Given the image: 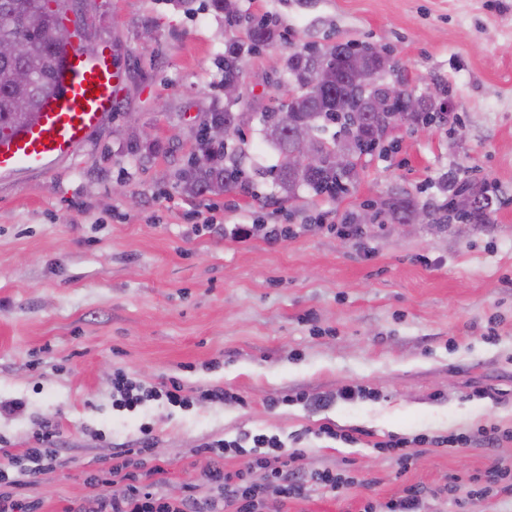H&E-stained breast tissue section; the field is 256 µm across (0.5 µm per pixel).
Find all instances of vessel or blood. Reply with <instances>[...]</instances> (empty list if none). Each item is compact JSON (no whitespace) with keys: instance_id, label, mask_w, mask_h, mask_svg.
<instances>
[{"instance_id":"obj_1","label":"vessel or blood","mask_w":512,"mask_h":512,"mask_svg":"<svg viewBox=\"0 0 512 512\" xmlns=\"http://www.w3.org/2000/svg\"><path fill=\"white\" fill-rule=\"evenodd\" d=\"M122 73L108 47L88 53L70 46L62 54L59 93L37 119L0 136V174L39 172L67 160L116 109Z\"/></svg>"}]
</instances>
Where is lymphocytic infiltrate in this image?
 Instances as JSON below:
<instances>
[{"mask_svg":"<svg viewBox=\"0 0 512 512\" xmlns=\"http://www.w3.org/2000/svg\"><path fill=\"white\" fill-rule=\"evenodd\" d=\"M113 387L119 396V406L131 409L147 396L166 399L175 407L186 406L189 402L182 386L175 381L146 393L125 375L119 374ZM141 434L138 447L113 453V464L106 472L87 476L86 483L94 488V496L86 503L67 506L65 512H259V496L267 485L276 488L283 498L304 499L312 491L333 495L357 482L354 476L329 471L302 477L298 463L305 454L304 449L286 447L279 436L259 433L251 435L252 446L248 449L238 438L202 444L199 452L210 460L202 479L213 488V496L201 501L190 493L172 500L157 491L165 467L163 460L152 455L155 445L152 431L145 427ZM56 436V425L42 421L33 433L32 448L0 464V512H38V501L25 502L15 498L14 493L26 488L28 476L61 467L62 460L55 447ZM510 439L512 432L484 426L471 434L451 437L425 433L410 439L393 436L379 442L377 448L396 459L400 469L405 471L415 456L448 445L489 447ZM231 452L247 453L244 468L225 471L224 457ZM254 470L262 471L264 486L249 482L248 475Z\"/></svg>","mask_w":512,"mask_h":512,"instance_id":"obj_1","label":"lymphocytic infiltrate"}]
</instances>
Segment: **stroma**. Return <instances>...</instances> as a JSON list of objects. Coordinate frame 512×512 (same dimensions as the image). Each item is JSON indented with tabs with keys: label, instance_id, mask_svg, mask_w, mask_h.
<instances>
[{
	"label": "stroma",
	"instance_id": "35a3bbf8",
	"mask_svg": "<svg viewBox=\"0 0 512 512\" xmlns=\"http://www.w3.org/2000/svg\"><path fill=\"white\" fill-rule=\"evenodd\" d=\"M279 38L243 49L239 111L248 144L242 185L187 193L179 172L197 155L203 122L224 108L226 44L238 34L209 0H74L77 45L109 46L123 69L116 112L68 161L0 178V440L14 454L54 420L62 467L30 478L39 512H64L89 493L117 445L142 424L164 460L162 493L185 495L209 460L197 448L247 432L304 449L306 474L350 473L336 497L283 501L261 512H360L404 485L427 489L428 512H512V495L473 498L469 478L498 447L418 456L407 473L374 444L389 436L512 428V0H239ZM351 43L389 57L405 89L440 86L445 121L391 129L336 197L283 198L268 171L278 156L258 115L292 93L276 59ZM475 180L493 200L485 223H439L448 181ZM410 197L431 219L391 221ZM370 209L361 239L339 234ZM251 225L250 237L225 234ZM282 229L269 241L271 229ZM496 339H486L488 326ZM143 386L177 380L187 408L112 407V376ZM349 386L367 397L341 399ZM221 387L243 405L200 399ZM305 392L325 408L269 407ZM361 430L357 443L319 439L321 424Z\"/></svg>",
	"mask_w": 512,
	"mask_h": 512
}]
</instances>
